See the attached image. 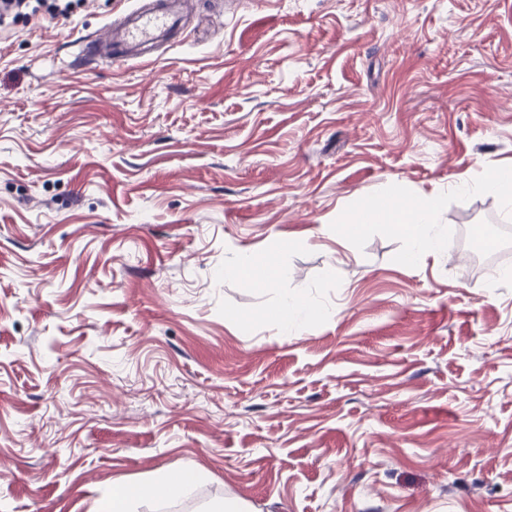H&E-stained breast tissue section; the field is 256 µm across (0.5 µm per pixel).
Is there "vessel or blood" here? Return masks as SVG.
Segmentation results:
<instances>
[{"label":"vessel or blood","instance_id":"b4317fda","mask_svg":"<svg viewBox=\"0 0 512 512\" xmlns=\"http://www.w3.org/2000/svg\"><path fill=\"white\" fill-rule=\"evenodd\" d=\"M129 16V21L116 35L102 42L103 50L112 60L138 58L142 47L153 43L160 34L177 23L172 0H154L150 7L130 11Z\"/></svg>","mask_w":512,"mask_h":512}]
</instances>
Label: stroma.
Here are the masks:
<instances>
[{"label": "stroma", "mask_w": 512, "mask_h": 512, "mask_svg": "<svg viewBox=\"0 0 512 512\" xmlns=\"http://www.w3.org/2000/svg\"><path fill=\"white\" fill-rule=\"evenodd\" d=\"M136 0L0 22V512H512V0H190L155 61L87 52ZM399 185L438 253L336 219ZM288 270L259 289L240 253ZM325 317L282 335V292ZM454 187L461 192L480 190L491 193L502 200L507 213L512 210V168H499L486 174L479 181L461 177L454 182ZM204 478L202 472L185 468L164 475L161 479L160 489L167 497L177 498L188 493ZM156 493V488L151 484L125 487L112 492V497L100 501L97 512H136L135 502L150 498Z\"/></svg>", "instance_id": "obj_1"}]
</instances>
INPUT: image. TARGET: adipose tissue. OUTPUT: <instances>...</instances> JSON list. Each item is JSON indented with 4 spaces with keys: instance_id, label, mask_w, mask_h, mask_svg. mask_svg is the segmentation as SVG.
I'll return each instance as SVG.
<instances>
[{
    "instance_id": "1",
    "label": "adipose tissue",
    "mask_w": 512,
    "mask_h": 512,
    "mask_svg": "<svg viewBox=\"0 0 512 512\" xmlns=\"http://www.w3.org/2000/svg\"><path fill=\"white\" fill-rule=\"evenodd\" d=\"M392 199L380 203L371 198L358 215L337 220L336 233L339 240H346L358 234L363 225L384 223L391 225L407 241L405 261L416 263L421 257L437 252L440 248L434 227L439 210L435 198L418 199L409 203L401 202L399 189H392ZM204 478L202 472L185 468L163 476L160 486L150 484L125 487L113 492L112 496L100 501L97 512H134L136 501L163 491L167 497L177 498L188 493Z\"/></svg>"
}]
</instances>
